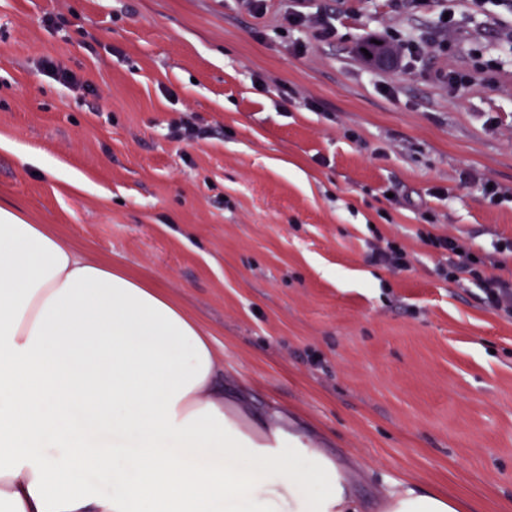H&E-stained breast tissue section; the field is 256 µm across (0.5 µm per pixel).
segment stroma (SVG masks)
Listing matches in <instances>:
<instances>
[{"label":"stroma","instance_id":"stroma-1","mask_svg":"<svg viewBox=\"0 0 512 512\" xmlns=\"http://www.w3.org/2000/svg\"><path fill=\"white\" fill-rule=\"evenodd\" d=\"M317 4L327 40L281 0H0V206L172 295L223 353L226 400L281 410L358 499L410 480L512 512V319L418 237L512 239V9ZM364 37L423 51L381 68ZM190 115L213 137L171 141ZM377 233L410 270L372 263ZM40 68L73 92H86L91 88L87 81H82L70 71L56 65L51 59H42L40 61Z\"/></svg>","mask_w":512,"mask_h":512}]
</instances>
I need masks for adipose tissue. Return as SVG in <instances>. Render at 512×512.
Wrapping results in <instances>:
<instances>
[{
    "label": "adipose tissue",
    "instance_id": "adipose-tissue-1",
    "mask_svg": "<svg viewBox=\"0 0 512 512\" xmlns=\"http://www.w3.org/2000/svg\"><path fill=\"white\" fill-rule=\"evenodd\" d=\"M219 370L211 335L167 292L0 207V512H208L218 499L224 512H366L336 457L225 403ZM467 508L411 484L379 505Z\"/></svg>",
    "mask_w": 512,
    "mask_h": 512
}]
</instances>
